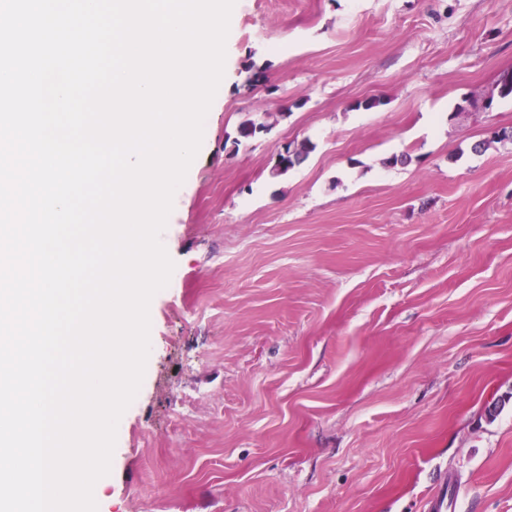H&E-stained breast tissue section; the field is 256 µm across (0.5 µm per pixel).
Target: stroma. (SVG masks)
<instances>
[{
    "label": "stroma",
    "mask_w": 512,
    "mask_h": 512,
    "mask_svg": "<svg viewBox=\"0 0 512 512\" xmlns=\"http://www.w3.org/2000/svg\"><path fill=\"white\" fill-rule=\"evenodd\" d=\"M507 70L512 0H236L97 512H512Z\"/></svg>",
    "instance_id": "obj_1"
}]
</instances>
